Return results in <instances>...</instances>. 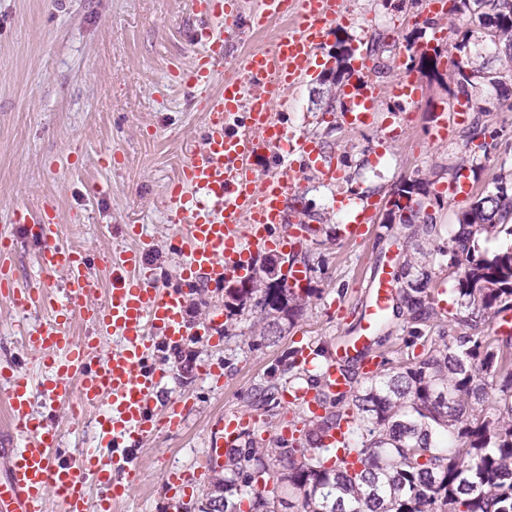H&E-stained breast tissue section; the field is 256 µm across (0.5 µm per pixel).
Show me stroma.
<instances>
[{
    "label": "stroma",
    "mask_w": 512,
    "mask_h": 512,
    "mask_svg": "<svg viewBox=\"0 0 512 512\" xmlns=\"http://www.w3.org/2000/svg\"><path fill=\"white\" fill-rule=\"evenodd\" d=\"M259 2L240 0L243 23L224 34L225 76L239 75V60L272 47L283 27L279 21L261 30L248 27ZM336 8L346 15V24L319 46L315 75L302 80L278 112L291 132L330 155L331 167L340 173L329 182L313 169L296 177L288 194L290 222L276 230L277 236L288 235L302 211L313 214L315 232L300 251L315 294L294 324L281 325L270 340L262 337L258 313L247 309L224 317L220 344L192 336L164 343L162 356L171 369L163 380L164 395L185 401L182 423L139 442L130 497L117 512H180L182 506L201 504L224 475L204 456L211 426L222 413L252 416L256 440L289 436V423L301 409L282 396L263 407L253 403L252 394L280 372L294 348L319 346L332 354L359 336L366 286L379 270H397L410 233L386 216L400 182L421 181L447 239L469 207L465 201L449 202L443 192L461 163L476 165L469 175L471 195L492 190L498 178L512 180V104L492 87L469 88V101L488 108L481 117L484 134L467 139L461 123L447 141L427 147L425 131L448 100L450 62L442 60L433 76L406 70L399 60L408 41L428 40L435 29H465L464 16L430 10L429 0H336ZM201 24L194 0H67L63 8L58 0H0V236L16 240L13 269L20 283L46 282L58 289L67 274L41 273L37 244L12 222L18 203L34 212L53 206L64 240L90 251L95 264L88 305L104 299L109 283L105 256L130 245L122 232L126 224L140 225L149 239L154 279L175 285L184 257L172 245L178 227L170 221L165 197L187 150L204 146V106L213 90L179 85L173 72L191 64L192 33ZM339 37L356 47L357 62L371 68L379 86L407 76L417 80L421 94L410 123L388 127L397 103L385 95L372 123L359 129L348 128L340 112L322 110L320 81L336 65ZM376 38L385 50L375 58L368 49ZM351 200L374 208L357 241L338 232L342 204ZM224 293L220 284L186 289L189 322L222 312ZM43 321L40 313L19 311L0 294V370L19 369L33 390V415L55 417L60 447L70 455L92 443L97 414L77 419L70 405L43 396L46 369L22 344ZM207 367L221 369L223 383L204 378L201 371ZM174 473L190 480L188 493L173 495L168 477Z\"/></svg>",
    "instance_id": "stroma-1"
}]
</instances>
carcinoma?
<instances>
[{"label":"carcinoma","instance_id":"obj_1","mask_svg":"<svg viewBox=\"0 0 512 512\" xmlns=\"http://www.w3.org/2000/svg\"><path fill=\"white\" fill-rule=\"evenodd\" d=\"M451 11L467 19L461 40L480 34L512 67V0H453ZM408 50L419 57V69L435 73L447 48L436 45L430 57L413 42ZM353 55L347 40L336 39L327 112L335 110L333 102L351 76ZM452 66L450 79L461 90L475 84L474 72L496 90L504 85L501 72L487 64ZM403 196L409 216L400 222L414 235L438 237L421 182H403L396 197ZM501 233L512 237V181L504 178L462 213L451 246L438 248L456 274L458 300L448 323L459 334L436 340L422 330L441 312L432 272L407 256L398 291L378 324L387 333L395 319L405 318L412 325L407 352L396 362L380 354L376 373L363 385L357 365L372 356L373 345L350 364H336L348 380L341 395L331 393L326 380L307 377L323 414L303 420L297 438L263 444L247 432L246 446L227 449L226 477L208 497L221 503L214 512H241L244 502L248 512H276L285 497L294 512H512V332L501 328L512 315V244L492 255L478 248L480 236ZM249 283L242 297L228 298L224 307L233 316L252 302L272 326L284 318L294 322L302 301L313 294L287 287L271 260L263 276ZM303 351L295 350L283 370L290 382L307 372ZM348 418L353 425L346 451L356 462H333L325 437Z\"/></svg>","mask_w":512,"mask_h":512}]
</instances>
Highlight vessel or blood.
<instances>
[{
  "label": "vessel or blood",
  "instance_id": "vessel-or-blood-1",
  "mask_svg": "<svg viewBox=\"0 0 512 512\" xmlns=\"http://www.w3.org/2000/svg\"><path fill=\"white\" fill-rule=\"evenodd\" d=\"M196 4L207 25L195 35L198 50L191 67L174 78L181 84L214 87L215 92L206 105L205 146L186 156L166 200L180 224L173 242L186 255L175 274L177 286L156 283L146 262L151 244L135 224L125 227L135 245L110 259L105 299L93 308L86 304L90 254L61 242L52 208L34 215L16 206L14 221L39 242L44 275L66 272L61 295H52L44 286L19 284L6 261L10 246L0 245V291L21 311L34 310L44 317L36 335L25 339L26 349L39 353L48 370L41 383L44 395L54 403L73 401L100 413L93 445L79 458L61 456L53 421L31 413L30 384L19 373H9L0 401L6 405L12 434L23 445L8 451L11 463L0 478V512H44L49 491L62 512H87L91 479L112 483V500L103 504V512L128 497L137 467L136 442L182 422L181 402L161 401L169 369L158 357L160 342L189 336L220 339L217 320L187 322L185 288L254 274L255 252L274 248V229L287 221L290 177L298 172L299 160L316 158L315 146L288 132L274 106L286 103L289 91L315 73L316 48L343 19L336 0H299L295 11L289 0H260V23L282 20L286 26L272 49L249 52L241 60V76L225 80L220 77L224 37L210 24L237 28V0ZM384 91L407 108L418 101L416 84L409 78ZM380 92L369 71L356 69L341 94L342 116L351 128L372 120ZM263 149L272 151L274 169L260 182L253 164ZM396 287L388 270L369 283V321H376L388 306ZM78 321L91 324L92 333L72 336L70 329ZM115 333L123 337V347L103 353L102 339ZM250 423L244 413L225 412L209 437L208 461L222 460L225 449L237 445Z\"/></svg>",
  "mask_w": 512,
  "mask_h": 512
}]
</instances>
